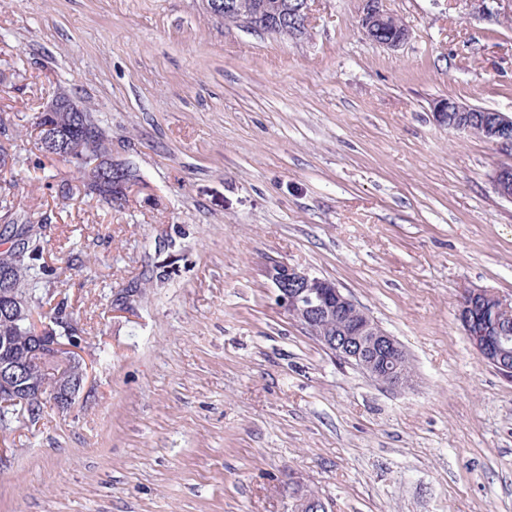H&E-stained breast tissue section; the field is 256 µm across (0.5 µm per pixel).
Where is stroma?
<instances>
[{
    "instance_id": "obj_1",
    "label": "stroma",
    "mask_w": 512,
    "mask_h": 512,
    "mask_svg": "<svg viewBox=\"0 0 512 512\" xmlns=\"http://www.w3.org/2000/svg\"><path fill=\"white\" fill-rule=\"evenodd\" d=\"M311 0L302 36L202 0H0V173L48 242L46 287L87 366L64 413L0 431V512H512V379L456 319L512 300V151L436 123L512 113V0ZM87 107L140 178L122 205L42 156L38 113ZM68 184L69 194L58 187ZM329 279L407 348L394 391L275 306L269 260ZM360 25L365 35L372 40V36L383 31L388 24L389 13L384 8L383 0H360ZM393 24L389 25L387 29H384V33L376 37L374 41L380 42L385 39L380 45L385 46L389 49H395L404 44L409 38V31L405 25L401 28L394 29L393 34H390V30L396 26L399 22L395 18H392ZM373 41V40H372ZM491 182L499 197L512 202V167L501 165L495 168Z\"/></svg>"
}]
</instances>
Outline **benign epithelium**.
Returning <instances> with one entry per match:
<instances>
[{
    "instance_id": "1",
    "label": "benign epithelium",
    "mask_w": 512,
    "mask_h": 512,
    "mask_svg": "<svg viewBox=\"0 0 512 512\" xmlns=\"http://www.w3.org/2000/svg\"><path fill=\"white\" fill-rule=\"evenodd\" d=\"M360 25L367 37L383 31L389 13L383 0H360ZM206 11L220 19L231 16L243 27L277 33L288 29L295 35L307 30L310 0H269L261 14L239 6L237 0H203ZM43 111L51 122L36 128L41 144L53 156L66 154L65 141L57 130L72 122L75 109L52 100ZM483 108L454 97L440 98L433 106L436 122L445 126L450 112H481ZM486 140L496 146L512 147V114L492 111L481 121ZM89 169L96 180L107 189L127 192L130 183L112 180L117 167L107 154L94 160ZM491 182L496 194L512 202V167L501 165L494 169ZM14 264L0 261V307L7 309L11 322L35 321V310L13 285ZM262 275L274 288L276 306L313 336L326 350L339 359L357 366L384 386L400 391L411 379L409 359L402 344L385 332L366 311L335 283L313 276L284 261L267 262ZM487 301L492 305V321L481 320L475 314V303ZM458 320L465 336L488 365L501 375L512 378V349L508 337L502 335L512 325V302L507 303L495 293L479 288H466L458 305ZM338 324L339 336L326 334L325 325ZM16 345L29 349L27 360L15 363L0 361V408L8 403L29 407L42 402L43 377L54 375L52 404L68 408L79 393L86 378L79 343L72 336L61 337L49 325H36L33 334L22 336ZM326 509L323 501L308 495L296 499L294 512H316Z\"/></svg>"
}]
</instances>
